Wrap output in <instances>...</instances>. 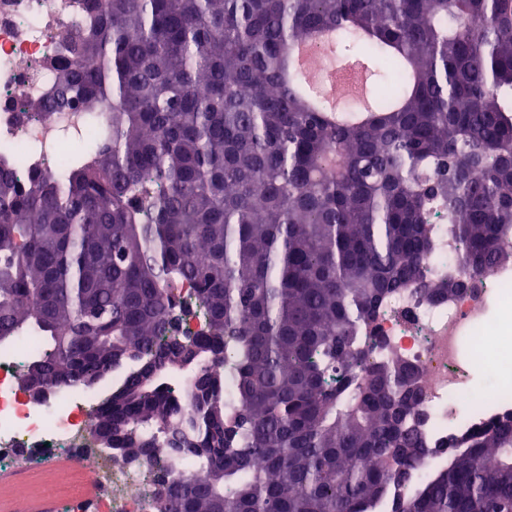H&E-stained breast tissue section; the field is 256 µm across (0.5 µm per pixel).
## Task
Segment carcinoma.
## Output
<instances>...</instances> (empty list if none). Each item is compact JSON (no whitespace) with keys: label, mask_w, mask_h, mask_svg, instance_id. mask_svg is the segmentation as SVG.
Returning <instances> with one entry per match:
<instances>
[{"label":"carcinoma","mask_w":512,"mask_h":512,"mask_svg":"<svg viewBox=\"0 0 512 512\" xmlns=\"http://www.w3.org/2000/svg\"><path fill=\"white\" fill-rule=\"evenodd\" d=\"M321 33L370 61L366 118L285 79ZM54 71L31 109L101 120L59 180L0 166V346L39 340L45 396L112 381L96 454L152 470L161 512H512V415L412 487L419 369L357 372L390 295L512 263V0H110ZM445 217L459 274L432 279Z\"/></svg>","instance_id":"cac0c4a2"}]
</instances>
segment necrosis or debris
<instances>
[{"mask_svg":"<svg viewBox=\"0 0 512 512\" xmlns=\"http://www.w3.org/2000/svg\"><path fill=\"white\" fill-rule=\"evenodd\" d=\"M108 0H0V164L20 181L32 175H63L64 136L89 135L94 128L84 112L69 110L42 118L29 106L56 97L52 66L66 55L67 38L83 27L90 12H104ZM512 299V268L500 266L476 287L441 302L402 290L382 305L378 329L385 352L420 370L423 399L420 429L431 450L416 468L415 482L448 458V439L491 419L512 413V389L499 384L512 367V342L502 336L491 305ZM25 356L18 345L0 347V466L20 448L45 449L46 460L75 456L91 423L97 398L92 389L71 388L36 402L18 384ZM484 364L496 378L485 386L481 403L464 395L471 385L469 366ZM97 493L64 512H158L147 471L120 464L99 475Z\"/></svg>","mask_w":512,"mask_h":512,"instance_id":"4bbe7bcc","label":"necrosis or debris"}]
</instances>
